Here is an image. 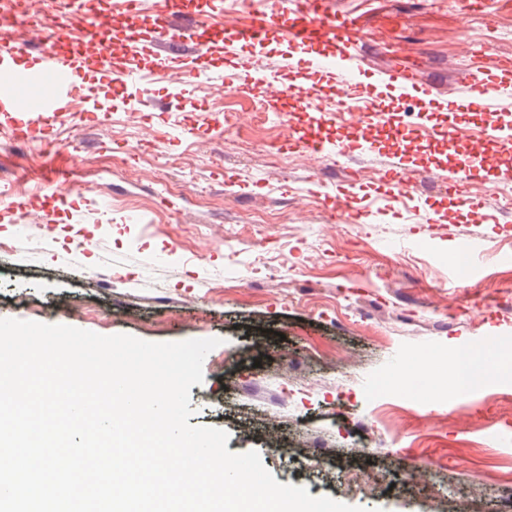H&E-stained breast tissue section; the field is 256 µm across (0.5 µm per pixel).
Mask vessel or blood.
Here are the masks:
<instances>
[{
  "label": "vessel or blood",
  "instance_id": "b4317fda",
  "mask_svg": "<svg viewBox=\"0 0 512 512\" xmlns=\"http://www.w3.org/2000/svg\"><path fill=\"white\" fill-rule=\"evenodd\" d=\"M54 4L53 12L42 11L28 19L26 39L0 44V112L15 113L19 129H32L43 122L45 113L56 111L58 103L82 80L83 66L88 62L106 83L142 74L152 82L171 71L191 79L206 75L199 64L204 52L198 35L206 23L191 9L173 11L166 0H153L147 9L140 5L129 8L124 0H117V8L125 12L129 33L111 44L102 38L106 15L90 10L87 0H54ZM60 24L75 31L66 53L53 39ZM273 36L288 47L312 49L313 54L305 59L288 57L282 70L261 66V50ZM364 40L355 21L337 17L328 0H249L246 23L224 44L225 57L238 61L235 69L225 72L224 82H251L276 106L292 97L285 71L327 78L335 84L337 96L350 99L354 109L343 115V135L330 141L311 137L304 141V148L318 159L372 152L376 141L366 136L365 126L388 125L391 115L359 79L357 47ZM145 57L154 58L155 70L141 71L140 61ZM21 58L26 61L22 67L17 64ZM379 77L396 100L410 98L425 110L440 109L434 87L419 82L409 68H384ZM454 82L457 90L450 104L460 110L490 112L494 101L512 100V63L484 56L458 70ZM428 137L446 143L449 154L459 158L456 168L443 177L447 183L460 184L474 174L496 171L502 148L512 149V126L508 124L482 128L464 141L452 125L429 130ZM76 164L75 157L62 149L52 153L43 178L52 189V201L63 200L66 176ZM371 217V210L353 207L348 198H337L338 221L354 223Z\"/></svg>",
  "mask_w": 512,
  "mask_h": 512
}]
</instances>
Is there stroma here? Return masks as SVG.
<instances>
[{"mask_svg": "<svg viewBox=\"0 0 512 512\" xmlns=\"http://www.w3.org/2000/svg\"><path fill=\"white\" fill-rule=\"evenodd\" d=\"M333 2L368 32L362 80L403 124L408 104L376 81L392 57L420 62L443 94L485 45L512 61V0L467 15L458 0ZM225 36L219 24L205 33L210 78L171 75L145 95L85 76L89 99L20 142L0 116V186L37 173L49 142L79 158L53 233L37 208L0 218V312L155 343L219 339L190 389L189 423L227 431L230 452L257 450L279 483L362 512H499L512 372L464 400L448 379L452 350L512 346V309L493 304L512 295V210L495 197L512 189V151L502 177L465 183L462 206L427 176L454 161L425 129L512 122V111L426 112L416 138L372 127L379 150L319 164L258 90L224 84ZM291 88L319 96L298 127L339 135L334 87L300 77ZM401 150L405 199L384 179ZM348 191L370 222H336L330 199ZM463 247L475 258L461 281ZM473 467L487 476L477 490Z\"/></svg>", "mask_w": 512, "mask_h": 512, "instance_id": "stroma-1", "label": "stroma"}]
</instances>
